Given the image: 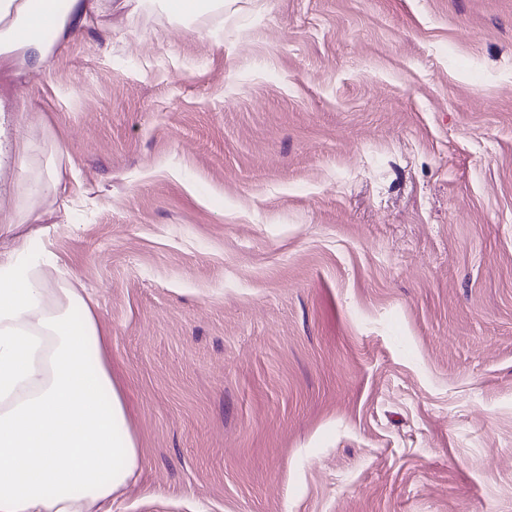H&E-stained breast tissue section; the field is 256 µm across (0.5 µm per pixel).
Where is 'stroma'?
I'll return each instance as SVG.
<instances>
[{
    "instance_id": "obj_1",
    "label": "stroma",
    "mask_w": 512,
    "mask_h": 512,
    "mask_svg": "<svg viewBox=\"0 0 512 512\" xmlns=\"http://www.w3.org/2000/svg\"><path fill=\"white\" fill-rule=\"evenodd\" d=\"M0 73L140 453L111 512H512V0H112ZM65 156L51 159V141ZM160 6L178 21H190L205 11L222 10L223 0H161Z\"/></svg>"
}]
</instances>
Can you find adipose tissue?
<instances>
[{
	"label": "adipose tissue",
	"instance_id": "obj_1",
	"mask_svg": "<svg viewBox=\"0 0 512 512\" xmlns=\"http://www.w3.org/2000/svg\"><path fill=\"white\" fill-rule=\"evenodd\" d=\"M108 0H0V69L40 71L52 50L40 29H87ZM58 182L48 167L15 185L0 224H31L36 198ZM51 257L19 244L0 259V512H94L139 466L91 300L50 287Z\"/></svg>",
	"mask_w": 512,
	"mask_h": 512
}]
</instances>
